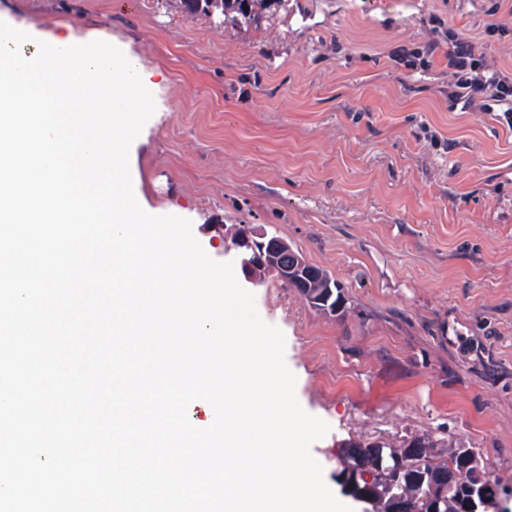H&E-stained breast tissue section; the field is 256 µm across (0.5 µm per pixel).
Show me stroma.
Listing matches in <instances>:
<instances>
[{
	"label": "stroma",
	"instance_id": "stroma-1",
	"mask_svg": "<svg viewBox=\"0 0 512 512\" xmlns=\"http://www.w3.org/2000/svg\"><path fill=\"white\" fill-rule=\"evenodd\" d=\"M0 20L28 54L123 51L156 103L129 154L147 213L190 220L218 262L236 225L271 230L346 285L329 316L274 274L241 282L330 427L311 446L328 487L339 441L428 434L512 489V127L448 107L449 28L512 67V0H286L257 27L179 0H0Z\"/></svg>",
	"mask_w": 512,
	"mask_h": 512
}]
</instances>
